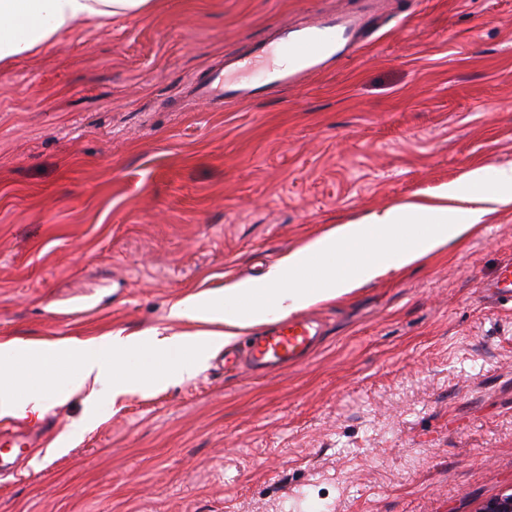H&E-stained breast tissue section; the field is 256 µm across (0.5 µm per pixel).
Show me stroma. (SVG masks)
Here are the masks:
<instances>
[{
	"mask_svg": "<svg viewBox=\"0 0 512 512\" xmlns=\"http://www.w3.org/2000/svg\"><path fill=\"white\" fill-rule=\"evenodd\" d=\"M359 0H157L0 69V338L190 330L186 295L330 226L512 165V0H396L299 87L198 100L225 57ZM512 205L410 270L308 307L302 364L194 377L35 423L0 512H476L512 488ZM482 288L495 300L512 303V260H506L496 276L484 283Z\"/></svg>",
	"mask_w": 512,
	"mask_h": 512,
	"instance_id": "obj_1",
	"label": "stroma"
}]
</instances>
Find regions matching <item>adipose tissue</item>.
<instances>
[{
    "label": "adipose tissue",
    "instance_id": "adipose-tissue-1",
    "mask_svg": "<svg viewBox=\"0 0 512 512\" xmlns=\"http://www.w3.org/2000/svg\"><path fill=\"white\" fill-rule=\"evenodd\" d=\"M153 0H0V68L37 55L89 18L142 16ZM433 204L406 203L333 226L275 262L260 278L187 295L169 315L199 324L171 336L158 330L98 338L0 339V419L40 416L88 390V409L131 391L178 383L202 370L238 330L351 293L468 234L486 204L512 203V166L477 167L442 186ZM472 201L469 209L452 207Z\"/></svg>",
    "mask_w": 512,
    "mask_h": 512
}]
</instances>
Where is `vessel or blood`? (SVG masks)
<instances>
[{
	"instance_id": "1",
	"label": "vessel or blood",
	"mask_w": 512,
	"mask_h": 512,
	"mask_svg": "<svg viewBox=\"0 0 512 512\" xmlns=\"http://www.w3.org/2000/svg\"><path fill=\"white\" fill-rule=\"evenodd\" d=\"M391 0H368L363 11L330 10L312 14L302 21H287L278 29V40L288 48L287 63L276 67L264 86L230 79V71L241 65H252L267 56L270 44L253 43L245 56L226 58L223 67L216 70L208 81L196 84L198 98L212 104L234 99L246 101L259 98L269 87H295L306 77L327 70L336 56L356 51L370 16L390 10ZM488 296L500 302L512 303V260L500 266L496 276L484 283ZM320 330L312 320L293 319L270 328L262 335L249 339L243 364L251 372H267L296 365L314 350Z\"/></svg>"
}]
</instances>
